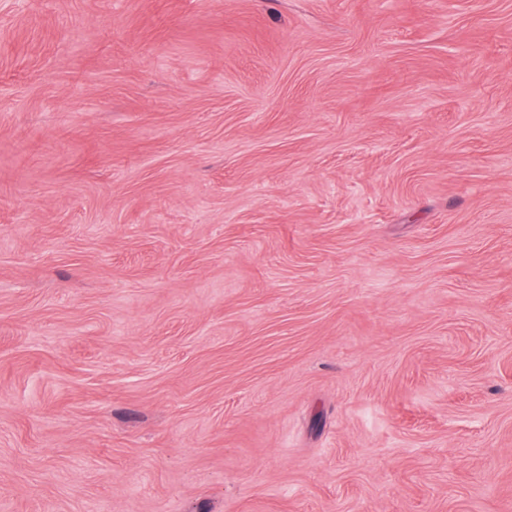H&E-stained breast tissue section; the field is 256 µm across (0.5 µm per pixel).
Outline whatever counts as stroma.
Here are the masks:
<instances>
[{"mask_svg":"<svg viewBox=\"0 0 512 512\" xmlns=\"http://www.w3.org/2000/svg\"><path fill=\"white\" fill-rule=\"evenodd\" d=\"M0 512H512V0H0Z\"/></svg>","mask_w":512,"mask_h":512,"instance_id":"1","label":"stroma"}]
</instances>
